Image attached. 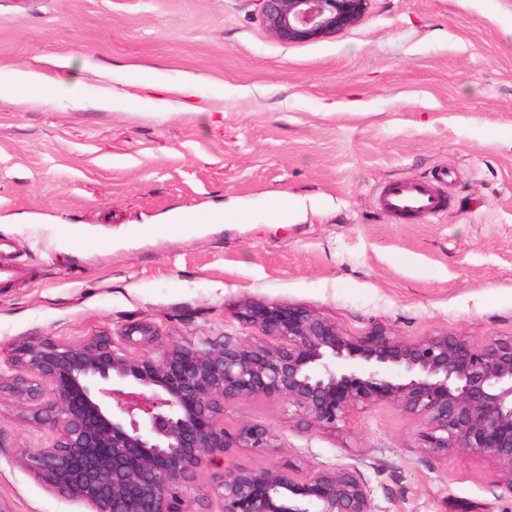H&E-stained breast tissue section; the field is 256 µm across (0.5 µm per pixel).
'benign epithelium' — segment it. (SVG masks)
<instances>
[{
    "instance_id": "7a95c632",
    "label": "benign epithelium",
    "mask_w": 512,
    "mask_h": 512,
    "mask_svg": "<svg viewBox=\"0 0 512 512\" xmlns=\"http://www.w3.org/2000/svg\"><path fill=\"white\" fill-rule=\"evenodd\" d=\"M284 43L334 37L355 26L371 0H254ZM236 316L261 336L170 344L135 355L108 336L79 344L51 339L16 350L11 363L44 383L46 448L21 453L54 494L89 512H379L354 467L291 462L225 468L202 498L197 476L237 450L269 457L274 429L224 422L241 399L282 400L322 430L352 411L394 405L421 423L422 447L442 459L457 448L491 459L512 492V338L474 346L462 336L405 342L384 327L348 336L300 306L245 300Z\"/></svg>"
}]
</instances>
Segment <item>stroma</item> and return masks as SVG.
Wrapping results in <instances>:
<instances>
[{
    "instance_id": "obj_1",
    "label": "stroma",
    "mask_w": 512,
    "mask_h": 512,
    "mask_svg": "<svg viewBox=\"0 0 512 512\" xmlns=\"http://www.w3.org/2000/svg\"><path fill=\"white\" fill-rule=\"evenodd\" d=\"M0 66L78 88L0 98V240L29 273L0 286V375L17 346L140 322L157 336L137 355L246 339L243 299L352 336L512 337V0H373L302 44L276 39L253 0H0ZM405 178L446 210L385 211L381 190ZM283 195L323 204L268 223ZM228 204L251 222L148 230ZM36 409L0 391V512H87L20 460L52 441ZM225 420L273 426L277 460L355 467L380 512H512L490 460L429 456L419 421L389 404L336 432L282 401L239 400Z\"/></svg>"
}]
</instances>
